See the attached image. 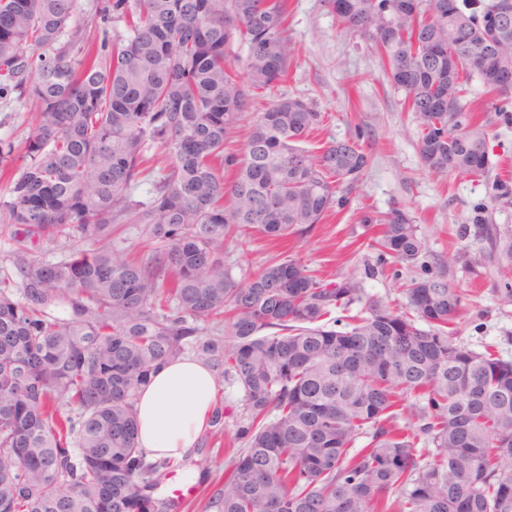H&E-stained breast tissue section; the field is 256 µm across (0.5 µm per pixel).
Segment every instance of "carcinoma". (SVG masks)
Listing matches in <instances>:
<instances>
[{
    "mask_svg": "<svg viewBox=\"0 0 512 512\" xmlns=\"http://www.w3.org/2000/svg\"><path fill=\"white\" fill-rule=\"evenodd\" d=\"M439 2L328 5L385 59L426 168L485 177L509 102L478 111L464 80L504 94L496 64L512 62V30L493 36L486 19L512 0H459L452 16ZM73 8L0 0V99L15 92L37 112L21 147L0 141L17 274L0 277V512H512V361L449 334L462 294L429 272L406 212L361 219L380 225L363 278L390 261L423 269L405 310L363 298L353 274L324 280L282 254L244 285L226 260L230 243L300 235L343 209L371 163L357 139L305 147L327 116L285 96L225 151L288 74L289 0H93L96 17L125 27L99 42L72 25ZM236 42L245 80L228 60ZM141 184L149 196L136 200ZM488 210L469 217L480 247L468 265H511L512 234ZM128 223L143 236L136 259L112 251ZM74 235L88 248L40 258ZM356 303L341 328L327 321ZM211 321L224 322L216 336ZM188 351L242 393L235 414L216 399L198 452L228 457L224 482L202 468L195 506L160 494L185 461L147 459L134 410L155 370ZM408 395L418 406L404 417ZM229 425L238 447L212 449Z\"/></svg>",
    "mask_w": 512,
    "mask_h": 512,
    "instance_id": "cac0c4a2",
    "label": "carcinoma"
}]
</instances>
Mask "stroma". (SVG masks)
<instances>
[{
	"mask_svg": "<svg viewBox=\"0 0 512 512\" xmlns=\"http://www.w3.org/2000/svg\"><path fill=\"white\" fill-rule=\"evenodd\" d=\"M288 38L293 63L278 93L304 98L327 114L323 130L309 137L308 149L357 136L372 157L346 208L291 238L289 256L320 277L338 278L361 264L362 244L378 230L362 223V216L404 210L420 227L434 274L463 295L458 341L512 360V296L507 293L512 268L473 271L456 257L477 247L473 237L460 235L473 206L488 204L492 223L512 229V205L490 203L493 180L512 184V122L489 134L487 177L430 174L419 155L420 128L371 42L339 27L326 0H290ZM33 121L25 101L0 102V140L20 142Z\"/></svg>",
	"mask_w": 512,
	"mask_h": 512,
	"instance_id": "1",
	"label": "stroma"
}]
</instances>
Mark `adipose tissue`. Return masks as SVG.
<instances>
[{
    "mask_svg": "<svg viewBox=\"0 0 512 512\" xmlns=\"http://www.w3.org/2000/svg\"><path fill=\"white\" fill-rule=\"evenodd\" d=\"M216 394L214 371L195 356L162 365L137 396L139 447L153 459L188 456L208 427Z\"/></svg>",
    "mask_w": 512,
    "mask_h": 512,
    "instance_id": "obj_1",
    "label": "adipose tissue"
}]
</instances>
